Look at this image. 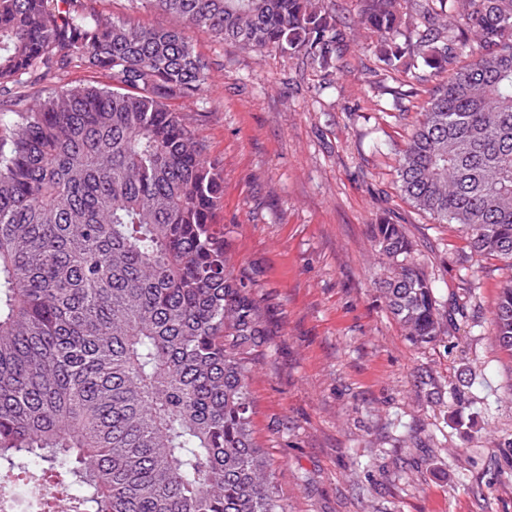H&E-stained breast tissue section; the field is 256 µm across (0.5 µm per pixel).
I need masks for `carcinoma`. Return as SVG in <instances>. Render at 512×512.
Listing matches in <instances>:
<instances>
[{
    "mask_svg": "<svg viewBox=\"0 0 512 512\" xmlns=\"http://www.w3.org/2000/svg\"><path fill=\"white\" fill-rule=\"evenodd\" d=\"M77 2L0 0V127L17 116L0 135V469L70 478V512H287L252 434L266 329L214 222L222 173L167 102L208 80L187 30L333 73L347 26L329 0H139L168 28ZM400 5L362 0L376 83L448 73L401 152L400 190L512 264V0ZM450 5L471 36L448 27ZM79 67L110 83L25 95ZM372 238L387 309L412 344L437 341L403 225ZM492 325L512 355V281Z\"/></svg>",
    "mask_w": 512,
    "mask_h": 512,
    "instance_id": "1",
    "label": "carcinoma"
}]
</instances>
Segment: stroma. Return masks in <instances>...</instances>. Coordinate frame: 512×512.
I'll return each mask as SVG.
<instances>
[{
    "instance_id": "35a3bbf8",
    "label": "stroma",
    "mask_w": 512,
    "mask_h": 512,
    "mask_svg": "<svg viewBox=\"0 0 512 512\" xmlns=\"http://www.w3.org/2000/svg\"><path fill=\"white\" fill-rule=\"evenodd\" d=\"M333 2L344 70L198 36L208 82L175 103L221 166L216 221L269 333L253 354L255 442L288 512H512V356L491 329L512 269L403 196L399 153L433 83L369 88L359 0ZM383 221L404 226L433 283L434 344L411 345L386 309L370 232Z\"/></svg>"
}]
</instances>
